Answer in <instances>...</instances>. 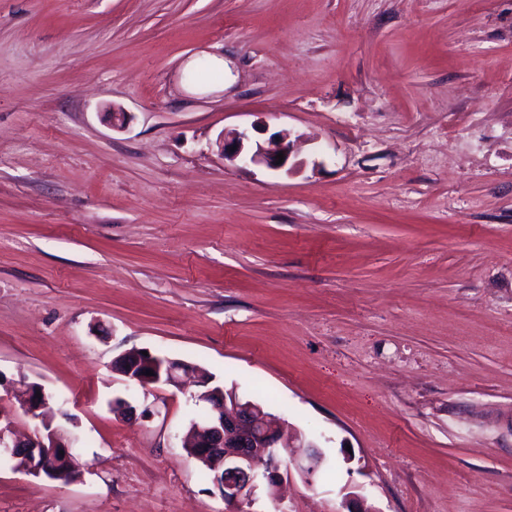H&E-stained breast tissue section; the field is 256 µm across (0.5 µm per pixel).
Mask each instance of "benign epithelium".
<instances>
[{
  "instance_id": "1",
  "label": "benign epithelium",
  "mask_w": 512,
  "mask_h": 512,
  "mask_svg": "<svg viewBox=\"0 0 512 512\" xmlns=\"http://www.w3.org/2000/svg\"><path fill=\"white\" fill-rule=\"evenodd\" d=\"M250 137L240 131L231 139L219 140L224 159L242 166L263 165L271 170H281L288 165L292 154L291 132L282 130L273 134L267 145H256L250 150L246 143ZM284 154V161L276 163V155ZM113 369L122 375L127 383L138 386L162 384L177 387L180 374H188L193 367L182 362H169L164 357L148 354L125 353L119 356ZM151 370L146 376L143 371ZM27 401L25 412L44 420L43 430L26 437L14 434L12 425L0 422V455L15 456L21 450L34 453L31 471L37 477L59 480L66 472L59 468V458L74 461L72 448L79 437L64 428L53 425V418L44 410L54 401L42 385H26ZM41 397H36V393ZM210 414L192 422L191 434L200 456L218 457L224 466L223 478L215 482V487L224 504L232 507V512H241L245 504L244 496L254 497L263 486L281 484L288 478L290 468L300 472L305 483H314L313 477L320 470L324 457L318 445L289 435L288 430L266 412L264 408L232 392L230 396L208 402ZM346 512H376L367 505L366 498L349 493L345 496Z\"/></svg>"
}]
</instances>
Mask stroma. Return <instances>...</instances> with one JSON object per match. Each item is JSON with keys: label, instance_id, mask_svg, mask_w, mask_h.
I'll list each match as a JSON object with an SVG mask.
<instances>
[{"label": "stroma", "instance_id": "obj_1", "mask_svg": "<svg viewBox=\"0 0 512 512\" xmlns=\"http://www.w3.org/2000/svg\"><path fill=\"white\" fill-rule=\"evenodd\" d=\"M143 349L320 447L250 512H512V0H0V412L32 433L35 382L81 437L0 512H225L194 386L113 370ZM250 137L246 131H240L231 139L223 137L219 140V147L224 154L225 160L233 163H238L242 166L250 164L263 165L271 170H281L288 165L289 159L292 154L293 142L291 140V132L289 130H282L273 134L266 146L261 144L256 145V149L251 151L246 143L249 142ZM237 146V149L231 151V147ZM283 152L284 161L281 164H276V155Z\"/></svg>", "mask_w": 512, "mask_h": 512}]
</instances>
